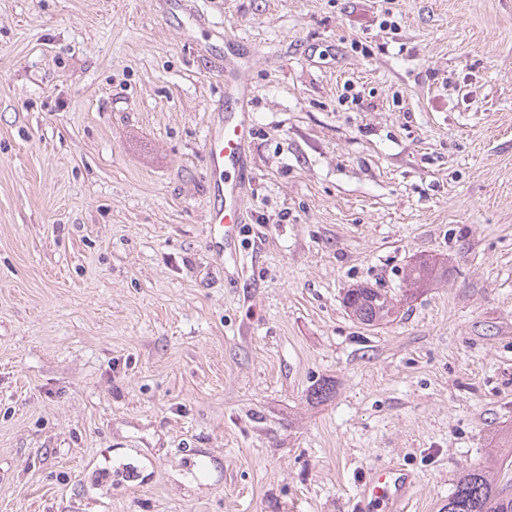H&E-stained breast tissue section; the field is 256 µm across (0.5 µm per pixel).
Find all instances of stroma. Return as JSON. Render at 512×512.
Returning a JSON list of instances; mask_svg holds the SVG:
<instances>
[{"label":"stroma","instance_id":"1","mask_svg":"<svg viewBox=\"0 0 512 512\" xmlns=\"http://www.w3.org/2000/svg\"><path fill=\"white\" fill-rule=\"evenodd\" d=\"M188 2L0 0V512H358L392 464L439 512L512 430V0ZM423 259L395 322L344 308ZM239 41L225 35L224 104L213 109L205 139L204 151L214 172H224V182L216 181L212 193L217 203L209 211L211 246L233 257V243L240 224H244L241 190L245 185L248 146L252 119L246 109L250 85L245 77V64L254 55L249 49L242 55ZM235 106V107H233ZM447 269H438L436 264L427 260L419 261L410 265L404 271L403 280L406 284V290L414 291L420 290V288H426L430 286L438 279L447 280Z\"/></svg>","mask_w":512,"mask_h":512}]
</instances>
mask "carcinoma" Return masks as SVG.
<instances>
[{"label": "carcinoma", "instance_id": "1", "mask_svg": "<svg viewBox=\"0 0 512 512\" xmlns=\"http://www.w3.org/2000/svg\"><path fill=\"white\" fill-rule=\"evenodd\" d=\"M447 278V270L427 260L410 265L403 280L409 291H418L437 280ZM344 306L360 324L375 327L397 318L399 299L378 288L356 286L346 291ZM442 512H512V478L509 471L496 470L490 464H474L457 477Z\"/></svg>", "mask_w": 512, "mask_h": 512}]
</instances>
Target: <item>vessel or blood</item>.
Masks as SVG:
<instances>
[{
  "label": "vessel or blood",
  "mask_w": 512,
  "mask_h": 512,
  "mask_svg": "<svg viewBox=\"0 0 512 512\" xmlns=\"http://www.w3.org/2000/svg\"><path fill=\"white\" fill-rule=\"evenodd\" d=\"M224 103L212 114L204 151L208 164L221 173L212 193L216 199L209 211L211 245L219 252L235 255L233 243L244 222L241 190L245 184L252 119L246 109L250 85L245 77L247 56L238 50L233 37H225ZM414 485L411 474L389 466L372 472L360 492L363 501L382 505L386 512H406Z\"/></svg>",
  "instance_id": "1"
}]
</instances>
